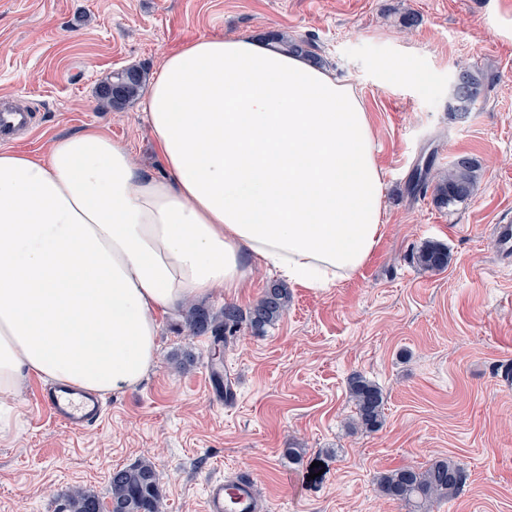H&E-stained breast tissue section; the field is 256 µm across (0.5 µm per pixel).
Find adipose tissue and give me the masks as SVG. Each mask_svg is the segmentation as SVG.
I'll list each match as a JSON object with an SVG mask.
<instances>
[{"label":"adipose tissue","instance_id":"obj_1","mask_svg":"<svg viewBox=\"0 0 512 512\" xmlns=\"http://www.w3.org/2000/svg\"><path fill=\"white\" fill-rule=\"evenodd\" d=\"M164 173L89 126L46 156L0 150V439L31 375L106 394L157 363L159 314L254 266L319 291L384 232L383 179L354 87L260 39L167 55L145 101Z\"/></svg>","mask_w":512,"mask_h":512}]
</instances>
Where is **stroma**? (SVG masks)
<instances>
[{
    "instance_id": "35a3bbf8",
    "label": "stroma",
    "mask_w": 512,
    "mask_h": 512,
    "mask_svg": "<svg viewBox=\"0 0 512 512\" xmlns=\"http://www.w3.org/2000/svg\"><path fill=\"white\" fill-rule=\"evenodd\" d=\"M272 30L311 40L364 102L385 183L379 247L336 287L291 288L287 314L261 335L244 325L224 344L193 335L184 312L161 315L156 367L110 394L97 427L52 420L41 380L27 378L18 431L0 440V512H60L73 485L108 498L113 471L144 458L165 512H202L207 482L237 471L270 512H402L377 477L441 458L468 478L434 512H512V384L501 379L512 368V261L491 243L492 226L512 220V0H0V101L38 125L12 148L42 155L94 125L161 174L143 100L102 108L99 84L132 65L156 77L195 39ZM392 58L410 75L386 76L379 64ZM460 63L488 77L462 118L448 110ZM464 153L482 162L467 201L440 209L414 189L416 170ZM428 242L447 248L445 270L411 262ZM276 279L259 266L240 296L216 288L201 304L245 310ZM218 360L236 386L221 407L208 394ZM355 372L384 392L378 431L349 426Z\"/></svg>"
}]
</instances>
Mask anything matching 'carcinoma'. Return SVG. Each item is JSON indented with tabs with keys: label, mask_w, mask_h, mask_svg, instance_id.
Returning <instances> with one entry per match:
<instances>
[{
	"label": "carcinoma",
	"mask_w": 512,
	"mask_h": 512,
	"mask_svg": "<svg viewBox=\"0 0 512 512\" xmlns=\"http://www.w3.org/2000/svg\"><path fill=\"white\" fill-rule=\"evenodd\" d=\"M269 40L290 53L304 54L320 61L313 43L295 38L285 32L266 33ZM459 70L466 77L465 84L453 89L454 104L449 111L463 117L471 111L485 90V75L470 66ZM147 71L131 66L111 74L98 89L103 106L115 111L124 109L143 91ZM481 163L467 155L459 156L448 165V171L430 179L419 174L416 186L433 185V201L446 208L467 200L473 193ZM416 263L429 271H442L448 267V251L433 243L425 244L415 256ZM288 307V290L279 283H271L261 297L244 311L232 304L224 305L220 314L194 306L185 314L186 324L195 335L207 332L222 339L234 336L242 324L256 332L274 324ZM348 392L353 401L355 424L368 431L379 430L384 423V395L382 389L359 373L348 380ZM465 469L457 461L445 458L432 462L425 469L401 467L382 475L378 482L381 495L396 502L405 512H432L435 504L457 496L466 483ZM64 512H165V503L158 475L153 463L141 461L116 470L110 479V499L103 501L82 486H72L63 493Z\"/></svg>",
	"instance_id": "carcinoma-1"
}]
</instances>
